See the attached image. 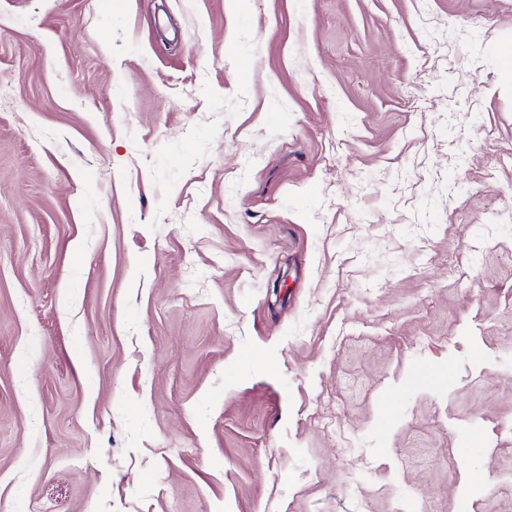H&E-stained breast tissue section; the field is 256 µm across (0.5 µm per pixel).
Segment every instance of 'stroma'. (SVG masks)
Returning a JSON list of instances; mask_svg holds the SVG:
<instances>
[{
  "label": "stroma",
  "mask_w": 512,
  "mask_h": 512,
  "mask_svg": "<svg viewBox=\"0 0 512 512\" xmlns=\"http://www.w3.org/2000/svg\"><path fill=\"white\" fill-rule=\"evenodd\" d=\"M0 86V512H512V0H0Z\"/></svg>",
  "instance_id": "35a3bbf8"
}]
</instances>
